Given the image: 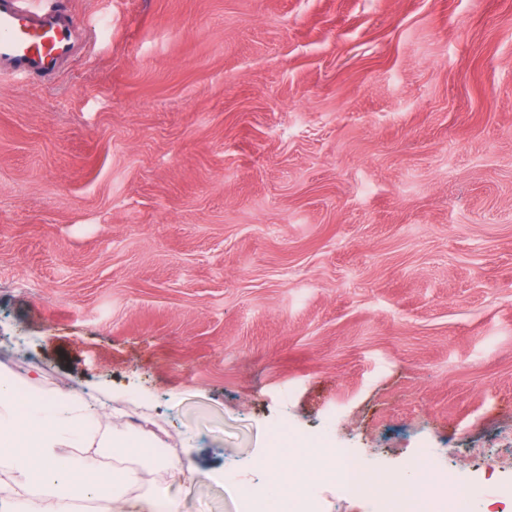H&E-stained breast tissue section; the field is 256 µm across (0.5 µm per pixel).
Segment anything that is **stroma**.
Wrapping results in <instances>:
<instances>
[{"label": "stroma", "instance_id": "stroma-1", "mask_svg": "<svg viewBox=\"0 0 512 512\" xmlns=\"http://www.w3.org/2000/svg\"><path fill=\"white\" fill-rule=\"evenodd\" d=\"M0 76V347L245 512L316 439L512 480V0H67ZM234 472L226 484V472ZM0 1V75L27 82L54 75L76 52L80 25L61 1Z\"/></svg>", "mask_w": 512, "mask_h": 512}]
</instances>
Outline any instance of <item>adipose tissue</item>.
I'll return each instance as SVG.
<instances>
[{
  "mask_svg": "<svg viewBox=\"0 0 512 512\" xmlns=\"http://www.w3.org/2000/svg\"><path fill=\"white\" fill-rule=\"evenodd\" d=\"M39 400L17 401L16 381L0 369V512H123L137 490L149 512H177L176 503L153 481L150 472H182L183 463L158 453L149 435L119 430L105 423L102 409L81 396L41 391L37 377L28 380ZM82 449L77 460L66 451ZM115 462L103 469L102 453Z\"/></svg>",
  "mask_w": 512,
  "mask_h": 512,
  "instance_id": "adipose-tissue-1",
  "label": "adipose tissue"
}]
</instances>
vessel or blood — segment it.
I'll return each mask as SVG.
<instances>
[{
	"label": "vessel or blood",
	"instance_id": "obj_1",
	"mask_svg": "<svg viewBox=\"0 0 512 512\" xmlns=\"http://www.w3.org/2000/svg\"><path fill=\"white\" fill-rule=\"evenodd\" d=\"M79 28L63 0H0V75H54L75 53Z\"/></svg>",
	"mask_w": 512,
	"mask_h": 512
}]
</instances>
